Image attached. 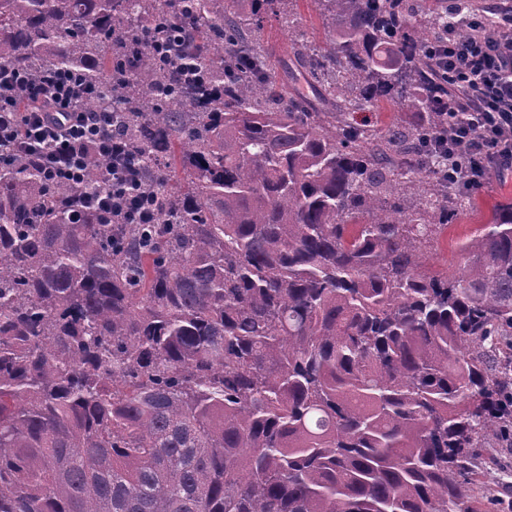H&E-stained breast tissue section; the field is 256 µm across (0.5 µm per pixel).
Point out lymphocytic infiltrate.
Masks as SVG:
<instances>
[{
	"label": "lymphocytic infiltrate",
	"mask_w": 512,
	"mask_h": 512,
	"mask_svg": "<svg viewBox=\"0 0 512 512\" xmlns=\"http://www.w3.org/2000/svg\"><path fill=\"white\" fill-rule=\"evenodd\" d=\"M425 58L434 74L444 76L453 93L442 101L460 120L448 125V149L466 162L470 176L490 167L512 173V11L501 13L497 31L450 37L430 46ZM85 86L71 72L55 71L30 92V107L20 116L0 107V143H19L43 152L47 180L82 176L87 144H97L116 163L110 193L95 196L97 204H114L145 217L150 206L133 178L134 162L124 138L109 130V112H87Z\"/></svg>",
	"instance_id": "1"
}]
</instances>
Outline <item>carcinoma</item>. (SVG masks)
<instances>
[{
    "instance_id": "obj_1",
    "label": "carcinoma",
    "mask_w": 512,
    "mask_h": 512,
    "mask_svg": "<svg viewBox=\"0 0 512 512\" xmlns=\"http://www.w3.org/2000/svg\"><path fill=\"white\" fill-rule=\"evenodd\" d=\"M292 0H0V78L93 86L154 222L83 206L0 149V512H480L472 449L512 437V203L429 274L481 186L439 134L420 0H318L308 112L250 35ZM181 36L201 77L155 41ZM384 99L419 122L360 124Z\"/></svg>"
}]
</instances>
